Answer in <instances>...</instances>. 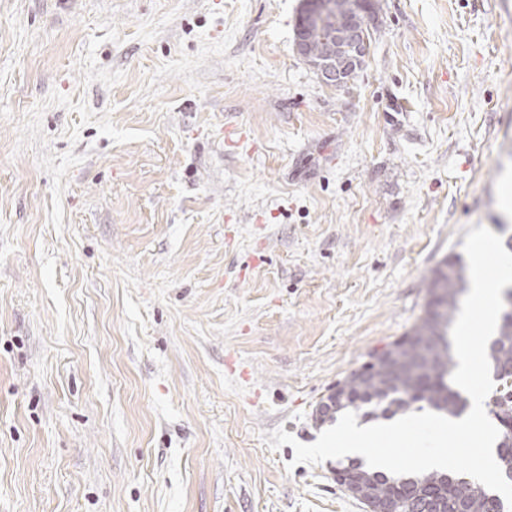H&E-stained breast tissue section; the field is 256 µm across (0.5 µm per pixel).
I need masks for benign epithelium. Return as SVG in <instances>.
Instances as JSON below:
<instances>
[{"instance_id":"7a95c632","label":"benign epithelium","mask_w":512,"mask_h":512,"mask_svg":"<svg viewBox=\"0 0 512 512\" xmlns=\"http://www.w3.org/2000/svg\"><path fill=\"white\" fill-rule=\"evenodd\" d=\"M342 24L328 29L324 51L312 57L307 51L306 29L324 27L333 13ZM376 24L369 0H310L297 16L294 46L297 55L317 74L322 83L342 87L348 84L367 56L368 34Z\"/></svg>"}]
</instances>
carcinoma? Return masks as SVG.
<instances>
[{"label": "carcinoma", "instance_id": "carcinoma-1", "mask_svg": "<svg viewBox=\"0 0 512 512\" xmlns=\"http://www.w3.org/2000/svg\"><path fill=\"white\" fill-rule=\"evenodd\" d=\"M448 273L441 268L431 271L426 291L442 288L444 293L427 302L425 312L437 317L433 322L421 321L412 327L420 337L428 355L411 346L402 350L399 358L402 369L394 372L382 366L376 375L349 388L345 397L331 401L327 412L315 411L314 421L323 424L333 414L347 407H371L370 414L394 416L409 410L417 403H425L438 412L459 415L463 408L458 392L448 383L456 368V361L448 340V329L459 310L460 297L466 290L461 274H455L456 262L447 259ZM488 358L502 389L492 400L493 413L502 426L499 461L503 474L512 475V428L506 419L512 413V312L501 318L496 339L489 347ZM339 469L356 470L361 474L360 496L362 504L372 500L393 501L398 512H414L417 503L431 505L430 512H498L503 507L500 497L480 483H468L449 473L439 471L419 475L389 477L370 473L359 463L351 462Z\"/></svg>", "mask_w": 512, "mask_h": 512}]
</instances>
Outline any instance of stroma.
Returning <instances> with one entry per match:
<instances>
[{"label":"stroma","instance_id":"35a3bbf8","mask_svg":"<svg viewBox=\"0 0 512 512\" xmlns=\"http://www.w3.org/2000/svg\"><path fill=\"white\" fill-rule=\"evenodd\" d=\"M497 2L379 0L336 87L300 0H0V512H364L261 435L512 239Z\"/></svg>","mask_w":512,"mask_h":512}]
</instances>
